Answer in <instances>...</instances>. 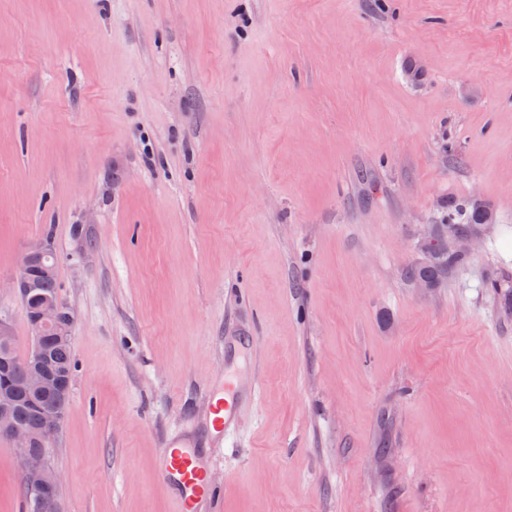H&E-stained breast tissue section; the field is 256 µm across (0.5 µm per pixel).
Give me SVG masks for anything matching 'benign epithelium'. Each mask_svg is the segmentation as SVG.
Segmentation results:
<instances>
[{"label": "benign epithelium", "instance_id": "obj_1", "mask_svg": "<svg viewBox=\"0 0 512 512\" xmlns=\"http://www.w3.org/2000/svg\"><path fill=\"white\" fill-rule=\"evenodd\" d=\"M481 224L465 234L457 230L456 225L448 223L438 229H425L419 234L417 246L422 254L420 265L433 267L439 263L441 253L432 249L430 243L436 236L444 238L448 245V253L464 256L471 253L472 248L482 238L483 225L492 224L495 220L491 207L481 205ZM54 251L53 241L42 238L30 244L21 254L18 275L10 282L12 292L23 297L38 296L36 303L28 309V322L34 336L53 335L60 341L70 340L73 317L64 313L65 305L61 300L52 296L37 295V277L52 273L54 265L48 263L45 257ZM13 336V327L6 318H0V362L6 363L9 357L8 341ZM46 359L45 350L35 347L30 354L29 363L32 370L22 378V383L36 393H59L66 390L69 383L65 378L44 369L42 364ZM14 399L7 388H0V437L11 440L23 453V472L27 483L39 490L40 499L56 507L54 493L60 477L50 467L46 458L38 453L28 452V448L41 437L56 433L62 427L65 414L44 412L41 415L40 431L35 432L17 426L12 420Z\"/></svg>", "mask_w": 512, "mask_h": 512}]
</instances>
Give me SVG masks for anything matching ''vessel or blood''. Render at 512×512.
I'll return each instance as SVG.
<instances>
[{
	"mask_svg": "<svg viewBox=\"0 0 512 512\" xmlns=\"http://www.w3.org/2000/svg\"><path fill=\"white\" fill-rule=\"evenodd\" d=\"M238 393L235 379L228 377L223 389L210 400V426L220 436H228L232 431ZM162 477L173 492L176 512H202L213 496L206 465L191 444L174 443L166 448Z\"/></svg>",
	"mask_w": 512,
	"mask_h": 512,
	"instance_id": "vessel-or-blood-1",
	"label": "vessel or blood"
}]
</instances>
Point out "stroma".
I'll use <instances>...</instances> for the list:
<instances>
[{"label": "stroma", "mask_w": 512, "mask_h": 512, "mask_svg": "<svg viewBox=\"0 0 512 512\" xmlns=\"http://www.w3.org/2000/svg\"><path fill=\"white\" fill-rule=\"evenodd\" d=\"M466 197L495 223L416 291ZM47 235L59 512H174L171 441L204 512H512V0H0V282ZM239 387L234 378L224 380V388L213 395L209 404L210 427L222 438L232 431L231 422L236 408ZM162 477L173 492L176 512H202L214 488L205 462L189 443H173L165 449Z\"/></svg>", "instance_id": "1"}]
</instances>
